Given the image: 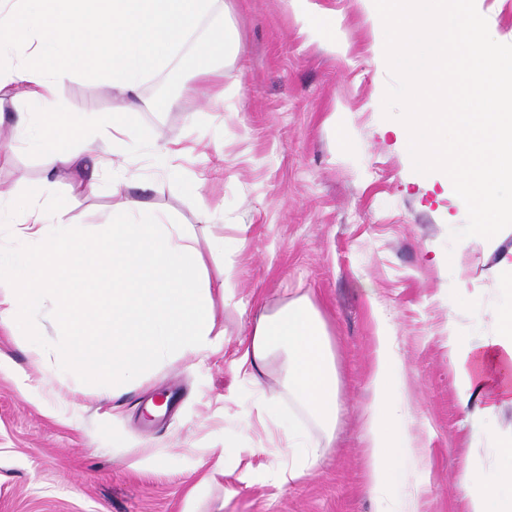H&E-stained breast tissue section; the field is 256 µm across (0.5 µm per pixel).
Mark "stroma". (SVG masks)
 Returning <instances> with one entry per match:
<instances>
[{"label":"stroma","instance_id":"stroma-1","mask_svg":"<svg viewBox=\"0 0 512 512\" xmlns=\"http://www.w3.org/2000/svg\"><path fill=\"white\" fill-rule=\"evenodd\" d=\"M316 2L336 13L338 49L285 0H223L198 27L199 41L224 25L240 38L224 66L225 84L238 88L234 108L207 104L182 57L141 85L132 123L181 140L187 153L162 177L153 151L142 150L129 166L132 195L191 225L199 242L223 235L235 275L224 343L165 363L105 401L55 361L36 360L39 336L0 331V512H379L366 491L363 439L376 309L392 326L414 416L417 453L402 489L419 512H471L481 475L500 467L512 405L488 421L467 417L450 338L479 344L498 334L499 312L512 303L501 286L512 227L450 243L467 209L438 196L395 146L402 124L383 115L391 77L374 50L371 0ZM116 104L85 76L59 94L65 112ZM43 171L28 145L0 151V183L17 199ZM70 182L60 171L46 202L67 206L77 224L111 218L108 185L74 204ZM204 202L223 205V223L200 222ZM304 294L332 338L340 410L323 464L282 486L271 475V434L240 426L253 395L235 361L259 311ZM49 380L58 396L46 393ZM227 444L242 448L241 458L221 459Z\"/></svg>","mask_w":512,"mask_h":512}]
</instances>
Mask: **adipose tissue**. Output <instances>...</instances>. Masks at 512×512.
I'll return each instance as SVG.
<instances>
[{
  "label": "adipose tissue",
  "instance_id": "ef3b65f1",
  "mask_svg": "<svg viewBox=\"0 0 512 512\" xmlns=\"http://www.w3.org/2000/svg\"><path fill=\"white\" fill-rule=\"evenodd\" d=\"M215 0H0V95L21 102L14 129L31 136L46 158V175L73 171L72 197L94 193L108 180L120 203L112 220L97 229L64 220L50 211L33 188L16 203L13 189L0 186V223L25 243L16 253L0 241V330L26 331L38 324L66 333L69 341L51 349L66 371L103 381L101 398L122 391L180 355L218 350L224 332L216 324V298L231 300L233 266L223 261L224 238L211 236L207 251L195 245L187 225L166 211L128 199V157L153 147L160 166L175 155V143L134 126L129 113L142 81L180 55ZM240 51L233 29H213L195 46L192 70L209 82L207 101L228 100L217 59ZM80 74L98 78L119 92L112 112L72 113L58 109L61 85ZM95 152V172L85 170ZM43 317H36V310ZM500 331L481 344L455 341L456 364L468 387L482 396L475 409L487 420L512 404V306L500 314ZM372 399L364 439L367 485L379 498L399 483L402 457L413 439L403 423L410 412L399 391L401 360L391 324L377 316ZM237 365L254 388L262 424L277 428L275 474L280 485L301 480L319 467L333 437L339 406V375L326 323L308 296L260 314ZM277 368L299 414L279 426L280 400L267 395L264 378ZM472 512H512V463L483 479Z\"/></svg>",
  "mask_w": 512,
  "mask_h": 512
}]
</instances>
